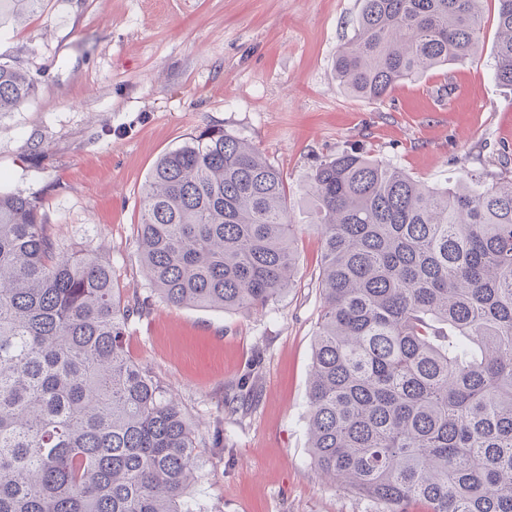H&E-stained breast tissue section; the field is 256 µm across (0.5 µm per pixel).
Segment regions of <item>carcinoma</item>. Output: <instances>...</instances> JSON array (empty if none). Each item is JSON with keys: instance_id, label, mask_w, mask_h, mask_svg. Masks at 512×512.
Wrapping results in <instances>:
<instances>
[{"instance_id": "1", "label": "carcinoma", "mask_w": 512, "mask_h": 512, "mask_svg": "<svg viewBox=\"0 0 512 512\" xmlns=\"http://www.w3.org/2000/svg\"><path fill=\"white\" fill-rule=\"evenodd\" d=\"M43 0H0V24ZM493 75L512 89V0H497ZM482 0H362L336 79L380 101L476 57ZM38 90L0 62V114ZM323 310L309 448L331 485L384 512H512V177L429 186L357 151L307 185ZM138 249L172 306L265 309L294 284L282 172L246 140L201 132L163 154ZM126 301L91 251L60 254L33 197L0 190V512H201L195 426L123 337Z\"/></svg>"}]
</instances>
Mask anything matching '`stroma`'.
I'll use <instances>...</instances> for the list:
<instances>
[{
    "mask_svg": "<svg viewBox=\"0 0 512 512\" xmlns=\"http://www.w3.org/2000/svg\"><path fill=\"white\" fill-rule=\"evenodd\" d=\"M361 0H44L0 29V59L38 93L0 116V187L34 196L60 248L92 250L123 298L147 296L140 197L156 161L201 131L249 141L282 172L302 231L293 288L265 312L153 300L125 335L195 425L205 512H379L326 482L308 448L323 295L304 189L315 162L358 149L428 185L512 171V90L491 63L496 0L475 60L397 84L380 101L336 79Z\"/></svg>",
    "mask_w": 512,
    "mask_h": 512,
    "instance_id": "1",
    "label": "stroma"
}]
</instances>
